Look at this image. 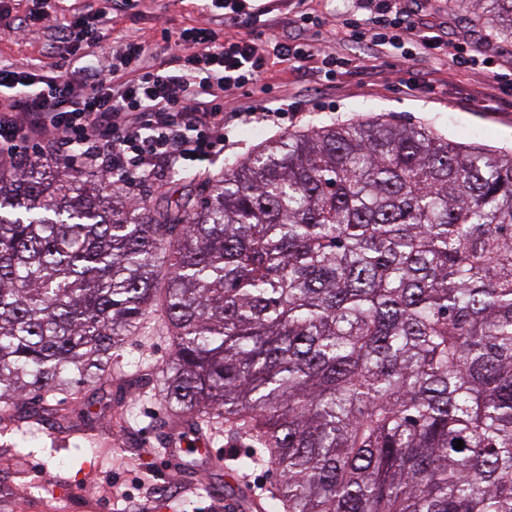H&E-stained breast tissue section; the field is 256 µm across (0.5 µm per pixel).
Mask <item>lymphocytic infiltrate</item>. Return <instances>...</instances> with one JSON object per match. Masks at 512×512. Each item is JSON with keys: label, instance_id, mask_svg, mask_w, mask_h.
I'll return each mask as SVG.
<instances>
[{"label": "lymphocytic infiltrate", "instance_id": "obj_1", "mask_svg": "<svg viewBox=\"0 0 512 512\" xmlns=\"http://www.w3.org/2000/svg\"><path fill=\"white\" fill-rule=\"evenodd\" d=\"M379 2L367 18L337 22L332 37L378 52L401 45L410 59L469 64L443 33L413 20L402 0ZM210 6L225 19L245 20L248 32L219 39L205 26L184 29L169 58L159 62L151 60L144 40L129 38L101 63L97 50L105 33L76 8L62 20L45 10L20 20L34 39L52 33L65 55L51 75L0 67V164L56 158L64 146L77 144L82 167L126 187L161 166L184 174L219 160L226 117L275 124L287 119L285 96L250 110L235 99L259 86L272 60L308 61L313 45L274 34L269 9L258 0H210Z\"/></svg>", "mask_w": 512, "mask_h": 512}]
</instances>
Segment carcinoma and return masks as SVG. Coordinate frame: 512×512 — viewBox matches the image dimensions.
<instances>
[{
    "instance_id": "1",
    "label": "carcinoma",
    "mask_w": 512,
    "mask_h": 512,
    "mask_svg": "<svg viewBox=\"0 0 512 512\" xmlns=\"http://www.w3.org/2000/svg\"><path fill=\"white\" fill-rule=\"evenodd\" d=\"M470 11L512 38V0ZM154 314L169 412L266 448L272 512H512V151L325 126L165 212L0 166L1 417L64 425L45 396L111 375Z\"/></svg>"
}]
</instances>
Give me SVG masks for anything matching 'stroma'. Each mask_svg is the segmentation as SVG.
Segmentation results:
<instances>
[{
	"instance_id": "stroma-1",
	"label": "stroma",
	"mask_w": 512,
	"mask_h": 512,
	"mask_svg": "<svg viewBox=\"0 0 512 512\" xmlns=\"http://www.w3.org/2000/svg\"><path fill=\"white\" fill-rule=\"evenodd\" d=\"M407 7L426 24L447 28L449 39L465 44L470 54L494 58L503 71L512 72V40L486 47L488 31L472 28L466 11L449 10L448 0H407ZM37 11L35 0H19L13 12L0 14V66L48 71L56 64L59 44L33 41L16 30L19 18ZM204 23L219 33L246 29L245 22L224 21L202 0H141L134 11L108 21L103 48L111 50L135 35L162 60L168 55L166 34ZM348 52L363 58V65L332 83L306 66L270 64L264 83L291 93L295 106L290 119L281 126L231 123L224 130V162L243 159L261 143L286 133L376 118L424 125L456 143L512 150V104L484 97L493 75L479 79L468 69L427 58L408 63L397 48L373 55L359 44ZM413 71L427 74L433 90H407ZM205 180L202 174L165 172L129 195L162 212L198 197ZM171 357L169 339L158 320H151L146 332L127 339L118 358L119 370L140 371L141 381L108 379L80 388L70 402L69 423L59 429L0 420V512H118L111 497L116 484L130 500L150 498L153 512H215L210 489L232 494L242 484L259 498L257 512H271L270 496L282 475L266 461L264 448L250 439L223 431L213 436L223 452L222 463L196 466V453L190 450L186 471L163 467L164 442L157 425L169 413L152 374ZM249 453L260 457V464L239 469V458Z\"/></svg>"
}]
</instances>
